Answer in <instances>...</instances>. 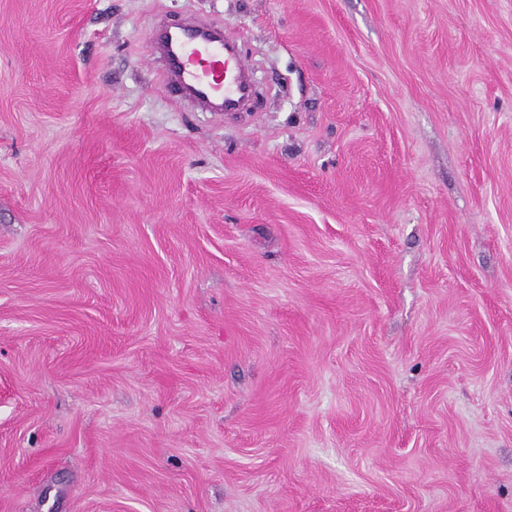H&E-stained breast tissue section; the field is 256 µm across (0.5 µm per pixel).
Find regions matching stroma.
I'll use <instances>...</instances> for the list:
<instances>
[{"label":"stroma","instance_id":"obj_1","mask_svg":"<svg viewBox=\"0 0 512 512\" xmlns=\"http://www.w3.org/2000/svg\"><path fill=\"white\" fill-rule=\"evenodd\" d=\"M0 512H512V0H0ZM247 70L239 56L224 53V40L211 26L194 23L170 33L165 74L180 96L192 91L201 106L233 101Z\"/></svg>","mask_w":512,"mask_h":512}]
</instances>
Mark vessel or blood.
Returning <instances> with one entry per match:
<instances>
[{"label":"vessel or blood","instance_id":"b4317fda","mask_svg":"<svg viewBox=\"0 0 512 512\" xmlns=\"http://www.w3.org/2000/svg\"><path fill=\"white\" fill-rule=\"evenodd\" d=\"M246 72L239 56L225 54L224 40L211 26L185 25L169 36L166 78L178 92H191L199 105L233 101Z\"/></svg>","mask_w":512,"mask_h":512}]
</instances>
